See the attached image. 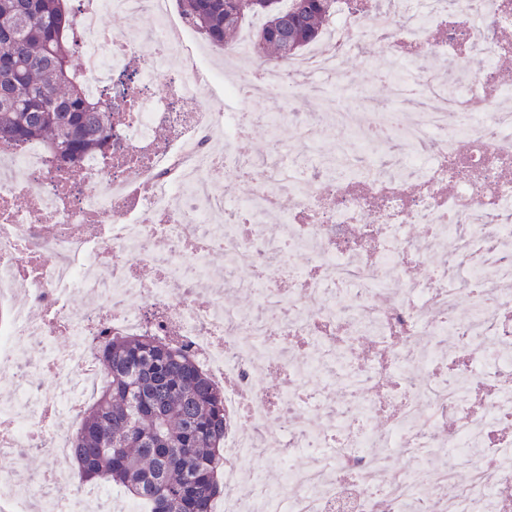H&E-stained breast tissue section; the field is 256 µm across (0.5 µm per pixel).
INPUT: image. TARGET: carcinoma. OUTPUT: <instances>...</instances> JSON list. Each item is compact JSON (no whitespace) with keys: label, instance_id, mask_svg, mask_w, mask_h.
<instances>
[{"label":"carcinoma","instance_id":"carcinoma-1","mask_svg":"<svg viewBox=\"0 0 512 512\" xmlns=\"http://www.w3.org/2000/svg\"><path fill=\"white\" fill-rule=\"evenodd\" d=\"M70 0H0V141L38 140L73 165L110 146L112 107L88 100ZM217 51L261 19L251 54L286 69L324 35L336 0H177ZM102 382L70 436L84 483L123 488L146 512H213L224 494V389L193 355L151 331L100 336Z\"/></svg>","mask_w":512,"mask_h":512}]
</instances>
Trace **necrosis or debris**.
Segmentation results:
<instances>
[{
	"instance_id": "1",
	"label": "necrosis or debris",
	"mask_w": 512,
	"mask_h": 512,
	"mask_svg": "<svg viewBox=\"0 0 512 512\" xmlns=\"http://www.w3.org/2000/svg\"><path fill=\"white\" fill-rule=\"evenodd\" d=\"M365 4L361 26L355 2ZM81 77L93 99L111 98L120 121L112 148L60 169L39 141L0 144V366L16 369L0 402V455L46 448L68 455L57 421L74 417L99 382L93 336L152 331L174 337L206 370L223 365L250 397L224 398V482L248 471L250 430L278 419L270 454L281 478L253 476L262 493L225 495L224 512H494L512 492V449L489 443L512 421V89L497 59L512 55V0H336L328 46L309 49L287 71L260 68L239 42L229 55L237 78L185 53L197 39L172 0H73ZM147 12L143 31L109 29L106 16ZM386 44L381 65L394 99L413 93L397 126L356 112L366 92L346 85L339 61L364 38ZM180 68H169L172 57ZM222 83L223 98L199 91ZM264 98L263 112H227L224 98ZM320 112H298L297 99ZM257 124L270 145L255 155L241 142ZM315 142L342 130L331 151L294 154L287 130ZM360 167L371 192L337 176ZM250 181L225 204L226 171ZM293 202L282 211L280 198ZM287 224L285 234L270 232ZM55 233L44 238L43 225ZM224 256L216 273L208 258ZM432 262L429 277L413 267ZM157 275L144 281L138 264ZM246 267L251 275L238 279ZM181 300L172 303L173 288ZM252 295L247 310L224 293ZM82 295L81 309L65 296ZM466 295L469 316H459ZM380 343L362 380L330 403L311 386L351 365L364 322ZM71 342L41 358L59 378L54 414L18 369L25 344ZM427 374L418 391L414 373ZM486 381V413L470 412L454 381ZM328 408L329 420L297 410ZM388 418V431L375 424ZM470 474L468 484L454 472ZM78 481L50 472L41 512H78Z\"/></svg>"
}]
</instances>
